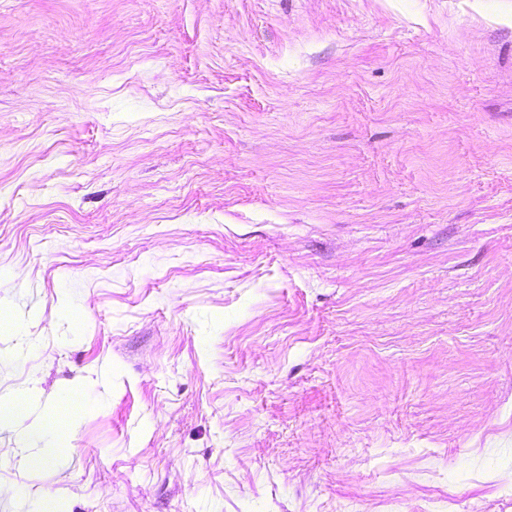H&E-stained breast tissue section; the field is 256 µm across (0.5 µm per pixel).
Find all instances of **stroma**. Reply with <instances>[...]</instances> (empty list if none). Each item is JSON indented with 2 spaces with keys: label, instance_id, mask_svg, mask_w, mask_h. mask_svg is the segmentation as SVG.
Returning <instances> with one entry per match:
<instances>
[{
  "label": "stroma",
  "instance_id": "stroma-1",
  "mask_svg": "<svg viewBox=\"0 0 512 512\" xmlns=\"http://www.w3.org/2000/svg\"><path fill=\"white\" fill-rule=\"evenodd\" d=\"M0 302V512H512V0H0ZM26 398L15 394L9 398H0V426L16 422L25 412Z\"/></svg>",
  "mask_w": 512,
  "mask_h": 512
}]
</instances>
